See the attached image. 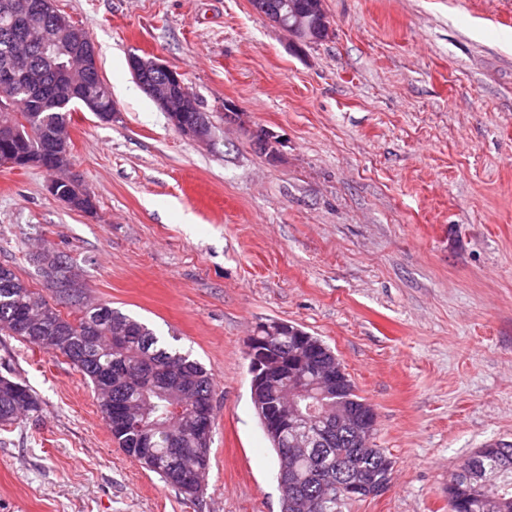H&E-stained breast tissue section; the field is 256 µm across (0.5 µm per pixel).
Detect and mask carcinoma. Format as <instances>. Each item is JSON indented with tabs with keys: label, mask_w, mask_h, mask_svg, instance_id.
Returning <instances> with one entry per match:
<instances>
[{
	"label": "carcinoma",
	"mask_w": 512,
	"mask_h": 512,
	"mask_svg": "<svg viewBox=\"0 0 512 512\" xmlns=\"http://www.w3.org/2000/svg\"><path fill=\"white\" fill-rule=\"evenodd\" d=\"M26 2L0 0V114H9L19 129L14 138H0V158H13L15 168L28 167L35 148L45 157L54 151V136L71 120L84 91V78L77 75L61 83L47 74L34 96L22 81L1 79L7 71L20 76L44 70L39 49L28 40ZM57 182V199L67 206L82 185L68 176ZM36 261L44 277H54L50 297L29 288L11 266L0 264V332L69 361L93 386L119 448L166 484L189 497L199 496L213 432L206 426L207 419L214 418L213 410L206 407L214 392L210 374L188 354L160 341L146 324L106 303H85L83 290L67 287L71 263L64 252L51 251ZM58 302L78 308L80 316L73 320L63 316ZM116 327L127 332L122 345L112 342ZM92 328L95 337L90 339ZM307 344L318 361L332 360L334 352L319 338L309 335ZM279 348L295 364L306 353L294 336L281 340ZM148 364L166 371V377L151 386L137 382ZM38 409V397L24 379L0 375V430ZM329 436L328 445L317 454L309 449L287 451L269 437L277 455L288 456V480L294 483L282 494V512H300L298 501L304 496L315 500L314 512H343L348 499L336 489L338 468L370 488L388 480L384 450L362 454L335 430H329ZM473 463L478 476L461 480L450 490L449 512H512V447L505 453L480 448L465 461L468 466ZM190 467L194 478L187 480L184 475Z\"/></svg>",
	"instance_id": "carcinoma-1"
}]
</instances>
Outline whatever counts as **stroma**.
I'll return each mask as SVG.
<instances>
[{"label":"stroma","mask_w":512,"mask_h":512,"mask_svg":"<svg viewBox=\"0 0 512 512\" xmlns=\"http://www.w3.org/2000/svg\"><path fill=\"white\" fill-rule=\"evenodd\" d=\"M57 6L116 108L72 114L96 208L64 206L44 169L0 165V264L42 291L34 253L68 254L91 302L211 373L215 425L187 498L118 447L65 358L0 333V372L39 399L0 431V512H281L246 357L270 321L328 344L376 410L393 480L344 512H448L462 464L512 442V0H323L329 35L299 49L251 0ZM133 53L181 72L210 144L169 123Z\"/></svg>","instance_id":"35a3bbf8"}]
</instances>
